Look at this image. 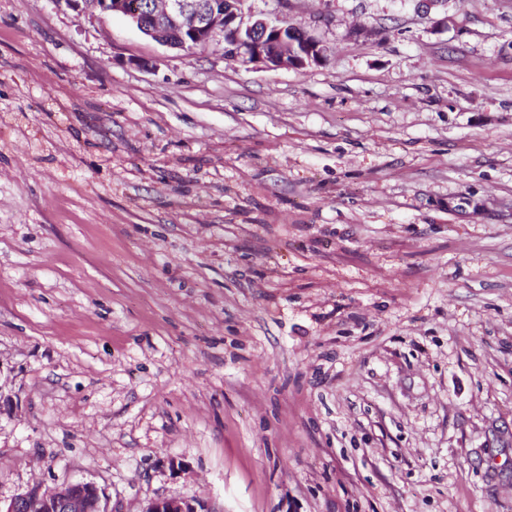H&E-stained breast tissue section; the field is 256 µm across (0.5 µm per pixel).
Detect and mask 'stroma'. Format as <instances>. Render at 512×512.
<instances>
[{"instance_id": "1", "label": "stroma", "mask_w": 512, "mask_h": 512, "mask_svg": "<svg viewBox=\"0 0 512 512\" xmlns=\"http://www.w3.org/2000/svg\"><path fill=\"white\" fill-rule=\"evenodd\" d=\"M243 9L0 0V498L512 512V0ZM79 1L127 18L145 36L173 50L207 46L221 32L228 52L247 62L302 69L324 57V49L310 33L284 19L247 16L243 0H154L150 11L146 0H65Z\"/></svg>"}]
</instances>
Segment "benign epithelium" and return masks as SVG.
I'll use <instances>...</instances> for the list:
<instances>
[{
  "label": "benign epithelium",
  "mask_w": 512,
  "mask_h": 512,
  "mask_svg": "<svg viewBox=\"0 0 512 512\" xmlns=\"http://www.w3.org/2000/svg\"><path fill=\"white\" fill-rule=\"evenodd\" d=\"M101 11L120 15L161 46L188 51L208 45L220 32L228 52L249 62L302 69L319 62L324 49L307 31L284 19L270 20L244 13L243 0H90ZM0 512H111L102 504L97 486L73 481L60 487L32 490L0 500ZM142 512H208L195 499L166 497L153 500Z\"/></svg>",
  "instance_id": "1"
}]
</instances>
